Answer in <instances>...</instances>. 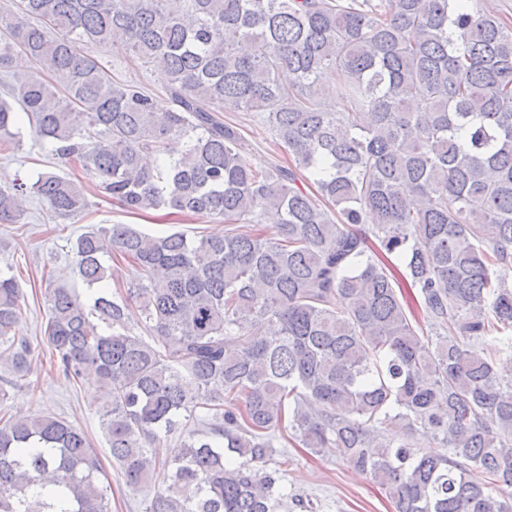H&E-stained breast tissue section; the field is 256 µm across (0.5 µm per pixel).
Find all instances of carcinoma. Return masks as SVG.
<instances>
[{"instance_id": "obj_1", "label": "carcinoma", "mask_w": 512, "mask_h": 512, "mask_svg": "<svg viewBox=\"0 0 512 512\" xmlns=\"http://www.w3.org/2000/svg\"><path fill=\"white\" fill-rule=\"evenodd\" d=\"M85 44L154 69L172 108ZM0 78V143L24 114L88 176L1 186V224L28 193L78 216L93 189L226 226H100L71 246L92 303L47 291L51 361L108 394L126 485L159 479L145 512H317L268 467L290 438L343 449L394 512H512L511 24L469 0H7ZM225 112L254 113L286 164L250 167ZM112 256L143 280L109 287ZM21 298L7 264L0 368L22 377ZM176 432L159 474L153 449ZM99 473L81 429L0 417V512H110Z\"/></svg>"}]
</instances>
